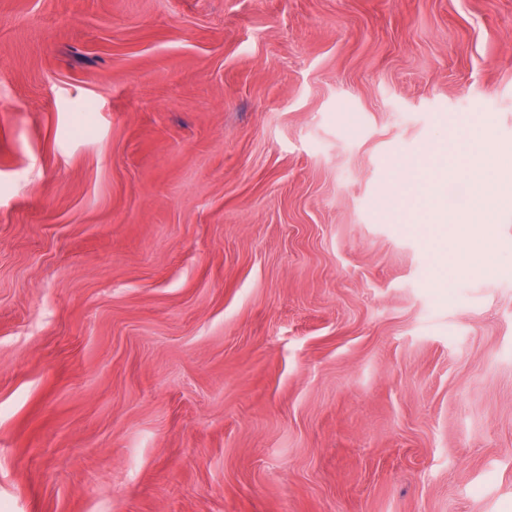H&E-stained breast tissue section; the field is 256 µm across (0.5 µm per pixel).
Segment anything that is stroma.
I'll use <instances>...</instances> for the list:
<instances>
[{
    "instance_id": "1",
    "label": "stroma",
    "mask_w": 512,
    "mask_h": 512,
    "mask_svg": "<svg viewBox=\"0 0 512 512\" xmlns=\"http://www.w3.org/2000/svg\"><path fill=\"white\" fill-rule=\"evenodd\" d=\"M487 155L512 0H0V512H512ZM494 166V158L488 156L467 171L472 185L470 215L481 224L491 223L497 209L512 206V172L501 174L494 184L495 191L489 192V172Z\"/></svg>"
}]
</instances>
